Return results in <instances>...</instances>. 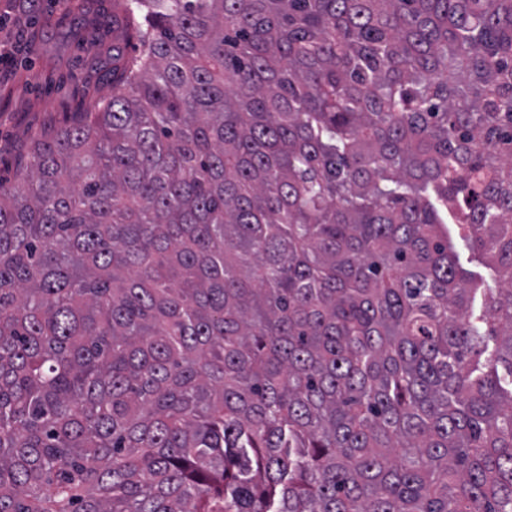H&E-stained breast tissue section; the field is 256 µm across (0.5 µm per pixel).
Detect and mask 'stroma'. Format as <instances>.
<instances>
[{"label":"stroma","instance_id":"1","mask_svg":"<svg viewBox=\"0 0 512 512\" xmlns=\"http://www.w3.org/2000/svg\"><path fill=\"white\" fill-rule=\"evenodd\" d=\"M0 179L14 178L36 140L112 94V0H0Z\"/></svg>","mask_w":512,"mask_h":512}]
</instances>
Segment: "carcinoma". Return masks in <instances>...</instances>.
Instances as JSON below:
<instances>
[{
	"instance_id": "obj_1",
	"label": "carcinoma",
	"mask_w": 512,
	"mask_h": 512,
	"mask_svg": "<svg viewBox=\"0 0 512 512\" xmlns=\"http://www.w3.org/2000/svg\"><path fill=\"white\" fill-rule=\"evenodd\" d=\"M112 6L0 183V512H512V0Z\"/></svg>"
}]
</instances>
